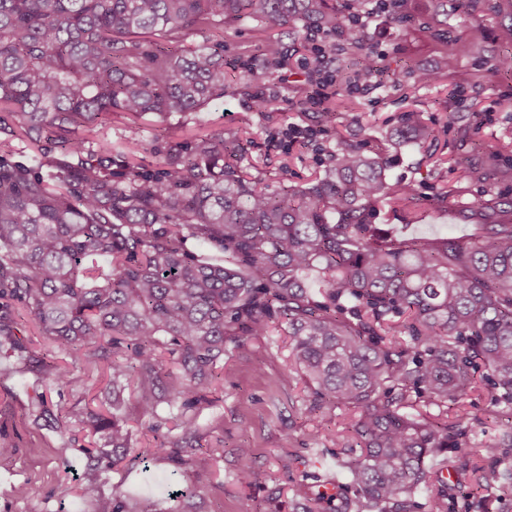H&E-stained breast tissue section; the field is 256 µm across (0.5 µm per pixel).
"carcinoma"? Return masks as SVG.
<instances>
[{
    "label": "carcinoma",
    "mask_w": 512,
    "mask_h": 512,
    "mask_svg": "<svg viewBox=\"0 0 512 512\" xmlns=\"http://www.w3.org/2000/svg\"><path fill=\"white\" fill-rule=\"evenodd\" d=\"M366 0H0V136L36 150L19 160L0 150V357L16 358L48 388L67 385L76 367L112 382V409L77 401L54 414L68 443L73 430L99 441L79 445L86 464L79 497L98 512H161L151 499L135 509L104 494V474L133 451L118 416L123 383L148 406L177 410L179 433L151 426L166 456L208 470L224 454L216 436L203 448L196 411L220 380L228 345L277 323L292 338V368L313 397L356 410L346 462L347 492L328 495L331 512H410L427 461L456 445L458 424L417 408L426 393L457 404L483 368L512 405V223L487 224L473 240L381 237L372 218L390 202L413 221V189L387 180L389 156L340 136L322 174L271 188L242 166L245 148L222 134L175 142L157 169L117 165L112 142L86 146L79 130L152 115L165 122L201 112L233 88L223 45L184 44L193 31L257 19L263 78L288 60V25L331 32ZM406 0H388L406 28ZM341 51L379 65L352 31ZM435 140L419 113L406 112L390 148ZM197 241L221 257L189 248ZM317 276L318 291L307 284ZM69 360L19 338L18 310ZM512 447V434L502 437ZM500 445V446H502ZM481 484L512 485L500 459ZM240 478L254 477L252 449L238 448ZM339 504H334V501Z\"/></svg>",
    "instance_id": "obj_1"
}]
</instances>
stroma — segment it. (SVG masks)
<instances>
[{
    "instance_id": "obj_1",
    "label": "stroma",
    "mask_w": 512,
    "mask_h": 512,
    "mask_svg": "<svg viewBox=\"0 0 512 512\" xmlns=\"http://www.w3.org/2000/svg\"><path fill=\"white\" fill-rule=\"evenodd\" d=\"M412 23L398 30L387 14L371 17L363 35L368 48L386 68L377 88L364 94L336 97V122H322L317 105L292 109L287 105L307 69L310 51L294 56L287 67L273 71L264 89L225 95L209 111L190 115L185 122L157 121L148 116L137 121L116 116L110 124L92 125L86 139L111 141L115 151L135 156L153 168L168 144L197 134H224L242 139L244 165L272 185L308 181L322 170V162L345 136L367 149L384 146L388 134L404 112H419L447 142L436 148L402 147L387 170L390 182L409 184L420 196L424 217L407 223L401 213L380 207L374 219L380 234L408 237L452 235L474 239L481 232L484 207L512 201V71L500 62L512 55V0H407ZM188 43L223 42L225 61H245L260 55L265 41L257 22L245 20L225 30L189 35ZM452 54H445V42ZM429 68L436 80L419 85L414 73ZM271 97L274 109L258 112L257 93ZM309 126L317 138L308 144L283 135L288 125ZM473 170L471 180H457L458 163ZM460 183L459 193L438 200L443 186ZM291 339L272 330L250 336L244 350H228L222 364L223 381L211 403L197 412V424L205 438L224 439V456L210 472L158 457L145 462L128 457L110 470L105 489L129 501L149 497L164 512L176 507L172 493L192 488L202 512H293L297 486L308 493L334 483L347 482L344 461L356 454L347 436L355 413L347 407L326 409L324 419L310 416L311 397L301 377L286 364ZM37 380L22 371L16 361L0 359V442L13 448L0 460V512H95L92 503L75 493L83 458L65 444L56 429L36 417L32 399ZM121 415L133 434V445L153 444L150 430L156 420L168 417L161 405L150 409L134 387H127ZM464 419L457 445L437 458L425 486L413 498L412 512H429L431 500L447 492V512H512V493L498 488L477 503L469 491L475 485L474 468L489 469L495 460L485 448L512 430V409L496 404V392L488 381L469 389L461 402ZM252 450L255 477L251 484L239 480L234 454L239 445ZM287 467H280V458ZM29 487L28 498L16 495ZM282 489V507L268 499Z\"/></svg>"
}]
</instances>
